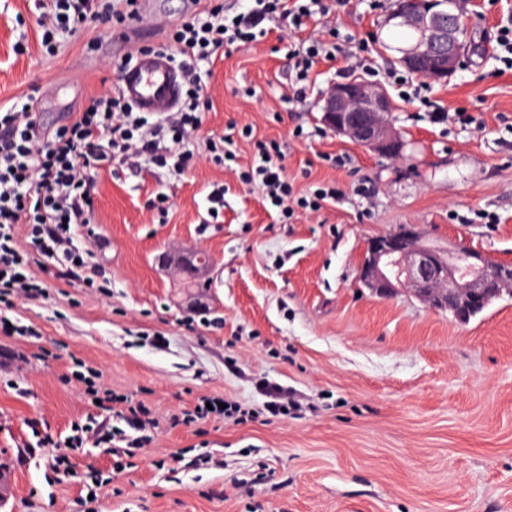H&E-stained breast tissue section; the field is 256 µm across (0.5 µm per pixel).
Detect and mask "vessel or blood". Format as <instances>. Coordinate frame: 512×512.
Instances as JSON below:
<instances>
[{"mask_svg": "<svg viewBox=\"0 0 512 512\" xmlns=\"http://www.w3.org/2000/svg\"><path fill=\"white\" fill-rule=\"evenodd\" d=\"M119 92L140 111L170 112L179 102L181 81L167 53L144 51L139 53L135 64L122 74Z\"/></svg>", "mask_w": 512, "mask_h": 512, "instance_id": "obj_1", "label": "vessel or blood"}]
</instances>
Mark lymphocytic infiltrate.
Here are the masks:
<instances>
[{"instance_id":"1","label":"lymphocytic infiltrate","mask_w":512,"mask_h":512,"mask_svg":"<svg viewBox=\"0 0 512 512\" xmlns=\"http://www.w3.org/2000/svg\"><path fill=\"white\" fill-rule=\"evenodd\" d=\"M117 10L109 0H53V11L40 15L42 46L54 53L61 41L89 22L124 23L139 14L138 0H123ZM245 12L228 15L223 5L187 13L170 30L167 47L179 59L182 100L177 111L148 119L121 97L91 99L70 120L53 130L36 132L37 97L0 107V303L41 295L43 285L28 267L32 255L52 260L58 278L77 277L85 262L73 245V228L88 226L94 193V173L112 162L136 154L155 169L184 174L195 164L189 144L201 128L209 107L200 65L225 49H250L259 41L260 23L272 20L302 32L308 22L332 14L336 0H252ZM335 43L312 41L288 53L293 80L287 102L306 100L315 66L332 58ZM279 143L258 140L250 164L240 171L243 184L260 185L267 200L289 217L295 208L320 210L338 201L336 187H319L298 196L283 164ZM25 226L33 246L22 251L16 229Z\"/></svg>"}]
</instances>
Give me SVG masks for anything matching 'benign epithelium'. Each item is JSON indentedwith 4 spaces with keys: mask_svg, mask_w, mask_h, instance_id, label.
<instances>
[{
    "mask_svg": "<svg viewBox=\"0 0 512 512\" xmlns=\"http://www.w3.org/2000/svg\"><path fill=\"white\" fill-rule=\"evenodd\" d=\"M391 18L415 35V43L399 58L406 70L435 81L455 72L464 49L459 14L448 8L447 0H400ZM392 111V99L383 87L354 79L330 86L322 121L359 147L399 159L402 140L389 120ZM160 260L187 275L196 287L207 286L208 280L198 277L212 266L205 251L192 249L177 259L163 254ZM358 279L377 296L405 289L430 308L467 323L493 300L512 295V262L493 260L462 244L427 241L411 224L369 241Z\"/></svg>",
    "mask_w": 512,
    "mask_h": 512,
    "instance_id": "obj_1",
    "label": "benign epithelium"
}]
</instances>
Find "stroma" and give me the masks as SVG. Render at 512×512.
I'll use <instances>...</instances> for the list:
<instances>
[{
    "label": "stroma",
    "instance_id": "35a3bbf8",
    "mask_svg": "<svg viewBox=\"0 0 512 512\" xmlns=\"http://www.w3.org/2000/svg\"><path fill=\"white\" fill-rule=\"evenodd\" d=\"M144 2L139 48L163 43L189 6ZM50 4L0 0V106L35 95L52 129L117 77L113 26L45 53L37 18ZM396 8L337 7L336 58L294 105L283 99L289 42L266 23L254 48L201 66L212 107L190 143L195 167L169 176L131 157L98 172L92 228L73 239L81 276L36 261L43 295L0 304L1 321L32 330L0 332V512H512V296L463 324L358 280L368 239L409 224L512 260V71L494 55L512 0H465L464 63L427 99L391 78L404 45ZM362 50L369 67L353 75L392 97L401 159L320 121L328 87ZM458 110L471 123L437 119ZM233 127L253 136H235V160L215 164L209 140ZM256 138L280 143L296 193L334 182L344 198L279 219L236 176ZM216 184L224 209L211 221ZM159 192L171 202L163 221L148 206ZM191 247L214 259L203 289L157 263ZM280 396L293 400L284 415L272 410ZM205 398L240 412L186 422ZM133 407L155 423L146 441L124 421ZM60 450L68 469L53 465Z\"/></svg>",
    "mask_w": 512,
    "mask_h": 512
}]
</instances>
